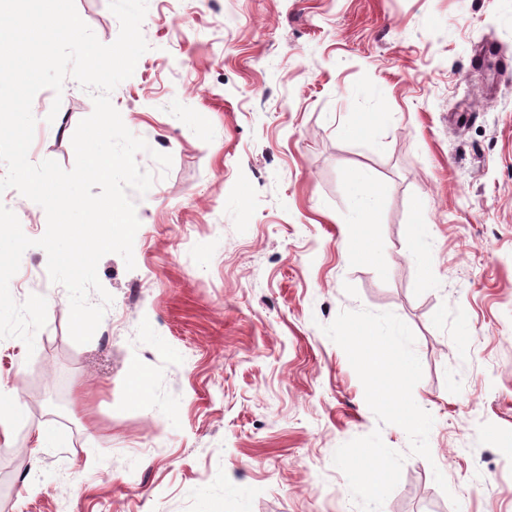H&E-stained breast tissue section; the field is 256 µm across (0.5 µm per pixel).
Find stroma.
Masks as SVG:
<instances>
[{
  "instance_id": "stroma-1",
  "label": "stroma",
  "mask_w": 512,
  "mask_h": 512,
  "mask_svg": "<svg viewBox=\"0 0 512 512\" xmlns=\"http://www.w3.org/2000/svg\"><path fill=\"white\" fill-rule=\"evenodd\" d=\"M108 2L75 0L104 44ZM142 34L111 94L156 176L128 193L135 267L100 260L113 302L78 344L28 248L10 290L44 296L47 320L33 352L0 340L24 413L0 441V512H358L333 454L376 430L406 455L383 512H512V0H147ZM92 111L74 79L40 90L31 163L72 169ZM359 170L381 193L369 260L342 247ZM0 204L44 235L40 205L14 189ZM361 308L415 334L431 459L379 425L322 331ZM40 426L59 447H37ZM419 219L416 230V249L412 253V260L419 266L423 278L427 275V266L431 258L428 239L430 237L429 222L426 219V211L423 207L418 208Z\"/></svg>"
}]
</instances>
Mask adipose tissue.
<instances>
[{
	"label": "adipose tissue",
	"mask_w": 512,
	"mask_h": 512,
	"mask_svg": "<svg viewBox=\"0 0 512 512\" xmlns=\"http://www.w3.org/2000/svg\"><path fill=\"white\" fill-rule=\"evenodd\" d=\"M380 206V195L374 179L367 171L357 172L349 181L348 208L350 220L343 237L347 254H354L365 242L370 241V224L374 223Z\"/></svg>",
	"instance_id": "obj_1"
}]
</instances>
